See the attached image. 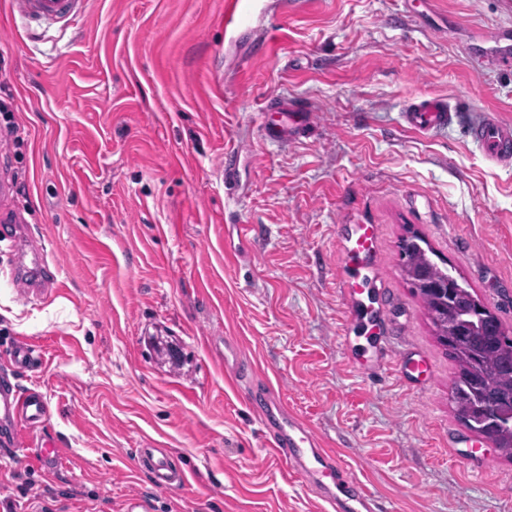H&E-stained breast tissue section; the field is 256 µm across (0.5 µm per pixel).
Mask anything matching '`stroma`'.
<instances>
[{
    "label": "stroma",
    "instance_id": "stroma-1",
    "mask_svg": "<svg viewBox=\"0 0 512 512\" xmlns=\"http://www.w3.org/2000/svg\"><path fill=\"white\" fill-rule=\"evenodd\" d=\"M243 16L229 29L224 0H84L55 23L0 0V221L58 267L27 293L0 252V352L39 345L17 383L43 393L38 434L64 450L53 472L0 450V502L326 512L211 358L209 337L234 336L375 512H512V459L458 418L457 366L399 257L423 237L512 330V165L468 137L487 112L512 121V70L474 59L477 32L512 27V0H244ZM421 96L447 101L446 131L403 125ZM273 100L313 125L266 140ZM229 220L256 227L244 255L224 251ZM352 224L378 230L357 309L339 288ZM384 349L399 359L381 368ZM149 444L186 487L153 485L136 461Z\"/></svg>",
    "mask_w": 512,
    "mask_h": 512
}]
</instances>
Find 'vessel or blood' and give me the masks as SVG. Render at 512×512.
I'll list each match as a JSON object with an SVG mask.
<instances>
[{
    "instance_id": "obj_1",
    "label": "vessel or blood",
    "mask_w": 512,
    "mask_h": 512,
    "mask_svg": "<svg viewBox=\"0 0 512 512\" xmlns=\"http://www.w3.org/2000/svg\"><path fill=\"white\" fill-rule=\"evenodd\" d=\"M80 4L81 0H11L13 11L20 15L49 21L69 20ZM504 38L500 30L483 38L493 66L512 67V50L504 47ZM272 110L278 115L276 122L266 129L267 137L272 140L298 134L314 122L312 113L294 111L284 102L273 105ZM402 118L408 129L429 134L447 129L452 115L446 101L422 98L410 102ZM470 135L489 160L512 162V123L503 122L490 113L471 128ZM10 245L16 254L18 287L46 288L55 283L56 277L49 272L50 263L42 248L17 235L11 236ZM208 349L231 370L236 381H243L252 373L253 367L243 362L236 341L221 337L212 340ZM38 355L36 345L22 338L15 344L9 364L22 369L31 365ZM248 403L257 413L262 434L275 457L285 461L292 474L303 478L331 512H373V495L365 491L341 456L325 448L304 420L288 409L278 393L252 395ZM49 416L50 407L40 392L21 390L9 382L0 383V443L35 449L36 459L51 469L60 462L62 450L55 442L34 435L35 428ZM138 461L150 471L156 488L174 490L188 483L186 473L173 467L167 449H141Z\"/></svg>"
}]
</instances>
